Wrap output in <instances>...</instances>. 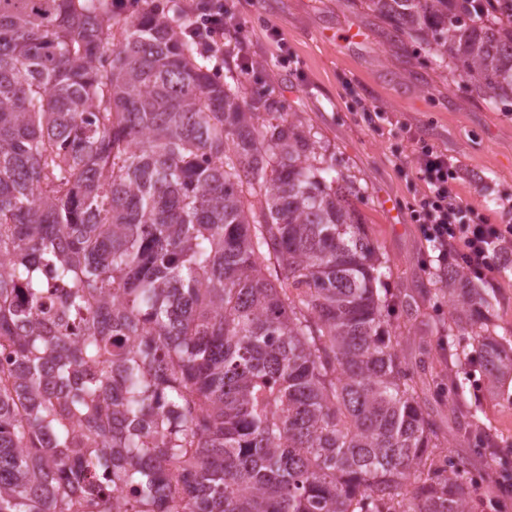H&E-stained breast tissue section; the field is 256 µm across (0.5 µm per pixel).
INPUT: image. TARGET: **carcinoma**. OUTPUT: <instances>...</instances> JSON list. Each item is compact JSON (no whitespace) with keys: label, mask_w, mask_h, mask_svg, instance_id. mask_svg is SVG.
<instances>
[{"label":"carcinoma","mask_w":512,"mask_h":512,"mask_svg":"<svg viewBox=\"0 0 512 512\" xmlns=\"http://www.w3.org/2000/svg\"><path fill=\"white\" fill-rule=\"evenodd\" d=\"M365 4L512 102V0ZM128 7L0 0V348L25 364L0 378V512H396L412 477L411 512H472L353 184L180 11ZM436 277L451 337L488 300ZM463 358L492 391L512 340Z\"/></svg>","instance_id":"cac0c4a2"}]
</instances>
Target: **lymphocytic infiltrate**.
<instances>
[{"instance_id": "obj_1", "label": "lymphocytic infiltrate", "mask_w": 512, "mask_h": 512, "mask_svg": "<svg viewBox=\"0 0 512 512\" xmlns=\"http://www.w3.org/2000/svg\"><path fill=\"white\" fill-rule=\"evenodd\" d=\"M189 36L205 54L224 53L225 32L235 31L232 8L224 0H202L190 11ZM415 171L426 189L415 205L425 243L436 251L439 268H461L478 279L499 273L512 244V226L492 224L475 215L455 190L459 167L447 154L414 138Z\"/></svg>"}]
</instances>
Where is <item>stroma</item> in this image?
<instances>
[{
  "label": "stroma",
  "mask_w": 512,
  "mask_h": 512,
  "mask_svg": "<svg viewBox=\"0 0 512 512\" xmlns=\"http://www.w3.org/2000/svg\"><path fill=\"white\" fill-rule=\"evenodd\" d=\"M243 44L224 41V67L238 69L239 54L253 62L243 75V97L278 100L285 118L313 128L326 165L352 181L353 203L378 254L386 260V288L415 298L416 320L392 319L400 350L414 372L467 375L463 399L497 435L492 448L457 429L453 397L422 394L446 452L482 476L475 512H496V476L512 472V380L488 392L478 366L450 368L446 336L453 306L446 296L422 297L438 268L411 207L424 185L415 175L410 134L423 136L461 165L456 191L491 223L511 224L512 107L471 94L458 73L431 64L424 44L393 43L388 25L363 0H234ZM287 51L288 67L277 66ZM383 112L374 122L367 110ZM490 305L483 322L512 331V255L486 284Z\"/></svg>",
  "instance_id": "stroma-1"
}]
</instances>
